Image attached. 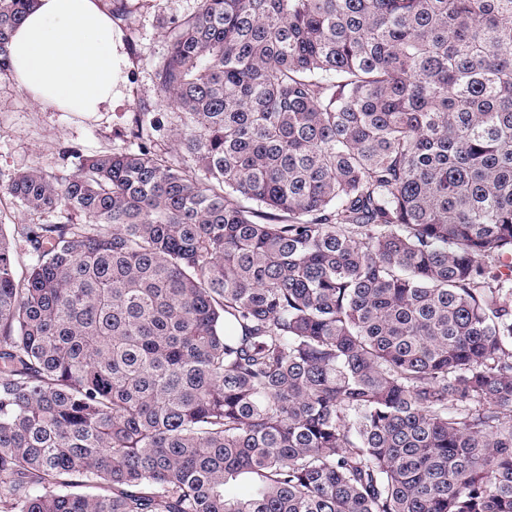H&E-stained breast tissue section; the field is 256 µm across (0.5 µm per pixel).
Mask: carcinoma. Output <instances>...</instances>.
Listing matches in <instances>:
<instances>
[{
    "instance_id": "cac0c4a2",
    "label": "carcinoma",
    "mask_w": 512,
    "mask_h": 512,
    "mask_svg": "<svg viewBox=\"0 0 512 512\" xmlns=\"http://www.w3.org/2000/svg\"><path fill=\"white\" fill-rule=\"evenodd\" d=\"M154 86L0 186V512H512V0H198ZM33 222H38L37 215L17 207L8 197H0V224H4L7 233L12 234L20 224Z\"/></svg>"
}]
</instances>
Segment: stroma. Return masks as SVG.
Listing matches in <instances>:
<instances>
[{
    "label": "stroma",
    "instance_id": "35a3bbf8",
    "mask_svg": "<svg viewBox=\"0 0 512 512\" xmlns=\"http://www.w3.org/2000/svg\"><path fill=\"white\" fill-rule=\"evenodd\" d=\"M131 14L114 18L127 55L120 97L109 112H58L35 103L11 77L0 76V185L15 173L38 168L52 177L71 175L75 167L63 152L70 147L98 154L130 147L135 113L150 112L167 121L157 104L153 73L167 49L172 20L193 12L197 0H127Z\"/></svg>",
    "mask_w": 512,
    "mask_h": 512
}]
</instances>
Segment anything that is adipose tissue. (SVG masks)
<instances>
[{"mask_svg": "<svg viewBox=\"0 0 512 512\" xmlns=\"http://www.w3.org/2000/svg\"><path fill=\"white\" fill-rule=\"evenodd\" d=\"M8 52L13 78L40 106L111 111L124 56L100 0H34Z\"/></svg>", "mask_w": 512, "mask_h": 512, "instance_id": "ef3b65f1", "label": "adipose tissue"}]
</instances>
